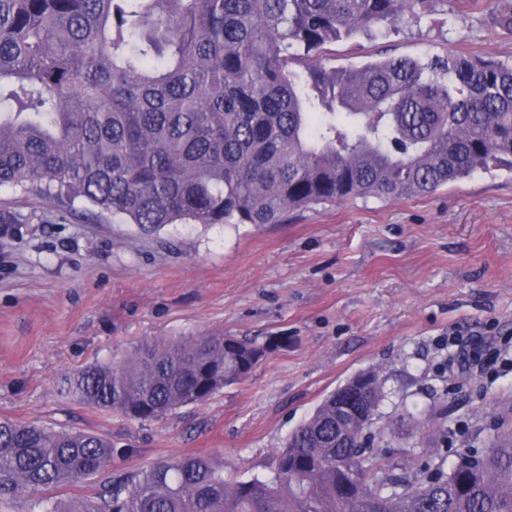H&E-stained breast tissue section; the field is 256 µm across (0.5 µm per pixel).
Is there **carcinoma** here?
<instances>
[{
  "mask_svg": "<svg viewBox=\"0 0 512 512\" xmlns=\"http://www.w3.org/2000/svg\"><path fill=\"white\" fill-rule=\"evenodd\" d=\"M430 0H0V187L153 232L282 224L314 204L419 197L512 169V66L448 54L356 68L297 59L373 34ZM267 346L224 333L148 341L71 374L83 403L160 421L244 380ZM336 392L288 435L271 475L160 460L61 507L108 472L94 432L0 421V497L40 512H512V433L432 450L413 472L358 432L336 442Z\"/></svg>",
  "mask_w": 512,
  "mask_h": 512,
  "instance_id": "obj_1",
  "label": "carcinoma"
}]
</instances>
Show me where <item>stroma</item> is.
<instances>
[{
  "label": "stroma",
  "mask_w": 512,
  "mask_h": 512,
  "mask_svg": "<svg viewBox=\"0 0 512 512\" xmlns=\"http://www.w3.org/2000/svg\"><path fill=\"white\" fill-rule=\"evenodd\" d=\"M512 0H436L386 34L329 45V66L382 56L489 55L512 64ZM23 223L0 234V420L103 434L114 480L208 457L229 478L269 474L274 452L346 379L380 369L382 457L417 469L435 416L448 446L487 448L512 416V363L449 370L459 346L512 342V171L429 196L357 198L284 224H170L145 233L0 188ZM221 331L270 342L246 379L161 421L131 422L61 389L67 373L142 341Z\"/></svg>",
  "instance_id": "1"
}]
</instances>
